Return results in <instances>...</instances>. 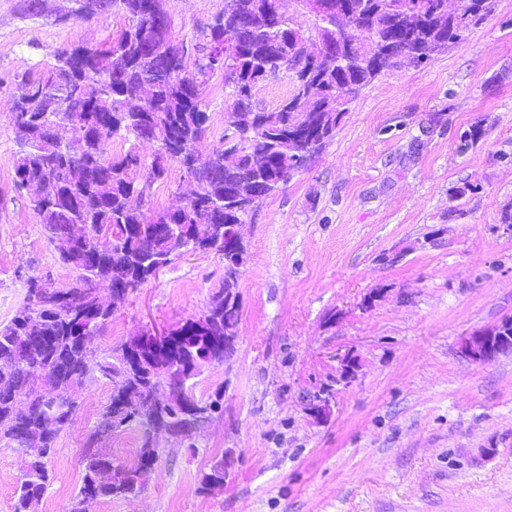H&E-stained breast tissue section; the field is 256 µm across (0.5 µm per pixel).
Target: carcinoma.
<instances>
[{
  "label": "carcinoma",
  "instance_id": "1",
  "mask_svg": "<svg viewBox=\"0 0 512 512\" xmlns=\"http://www.w3.org/2000/svg\"><path fill=\"white\" fill-rule=\"evenodd\" d=\"M97 0H72L75 19L97 15ZM170 0H111L128 27L103 47L69 45L35 72L18 81L15 97L14 181L22 189L43 182L48 191L30 199L37 223L55 246L74 224H89L94 242L58 251L75 274L65 288L71 300L60 305L38 296L42 280L31 278L22 305L0 325V444L15 449L23 466L13 512H38L53 477L48 467L57 439L80 409L81 391L94 378L112 385L97 423L110 433L136 428L141 448L119 483H112V456L88 439L83 477L71 498V512H82L87 495L99 500L138 494L139 471L155 463L162 420L148 403L158 365L179 384L194 376L193 361L212 356L224 361V337L236 336L241 303L238 278L227 269L247 255L226 251L231 225L245 224L251 211L240 207L237 187L257 185L263 198L278 192L298 173L295 158L311 159L336 135L350 104L386 71L401 64L421 65L462 41L471 27L493 11V0H472L448 11V0H322L331 12L351 15L358 44L343 56L309 63L302 71L290 63L312 43L329 36L316 19L314 33L282 12L280 0H229L224 12L202 32L201 54L187 61L170 36ZM288 73V95L273 109L255 104L259 84ZM231 81V103L224 111V149L203 155L197 143L206 131L202 90L215 75ZM144 83L153 96L140 108L132 98ZM116 138L129 144L110 153ZM155 145L147 162L136 143ZM237 164L224 166V156ZM177 161L194 183L190 199L147 215L144 203L152 182ZM184 248L176 252L169 240ZM224 253V279L204 313L210 328L188 319L169 333L171 347L131 368L119 342L90 367L77 358L78 336H95L115 313L98 302L102 282L123 293L139 288L157 271L199 249ZM209 401L171 414L169 422L187 433L201 424ZM224 489V459L203 473L200 490Z\"/></svg>",
  "mask_w": 512,
  "mask_h": 512
}]
</instances>
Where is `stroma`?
<instances>
[{"instance_id": "35a3bbf8", "label": "stroma", "mask_w": 512, "mask_h": 512, "mask_svg": "<svg viewBox=\"0 0 512 512\" xmlns=\"http://www.w3.org/2000/svg\"><path fill=\"white\" fill-rule=\"evenodd\" d=\"M0 0V323L29 278L65 288L26 191L16 190L15 77L73 42L98 46L128 24L25 17ZM225 0H171V38L194 51ZM223 78L204 87L202 153L224 145ZM481 126L466 151L461 136ZM168 164L145 207L187 192ZM512 0L445 53L364 88L305 170L244 228L239 336L204 369L196 398L221 410L184 445L159 438L138 496L91 512H512V355L477 364L461 341L512 319ZM224 258L189 252L127 295L93 347L167 331L206 309ZM358 363L337 383V353ZM330 394L325 420L308 406ZM111 386L88 383L57 441L39 512H68L82 456ZM225 458L223 492L199 479Z\"/></svg>"}]
</instances>
